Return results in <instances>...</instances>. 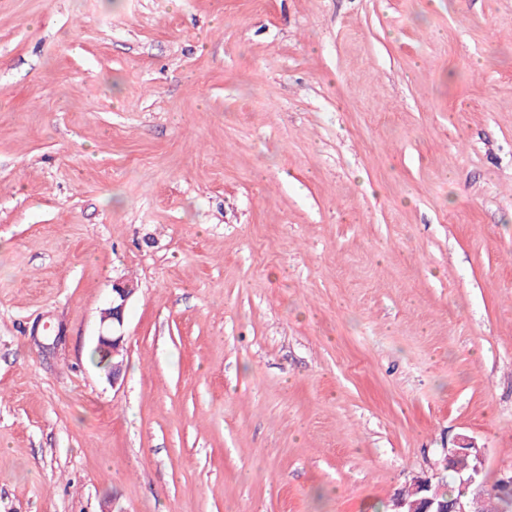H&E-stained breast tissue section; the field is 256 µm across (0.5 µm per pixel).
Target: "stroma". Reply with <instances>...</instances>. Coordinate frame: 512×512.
Instances as JSON below:
<instances>
[{
    "instance_id": "stroma-1",
    "label": "stroma",
    "mask_w": 512,
    "mask_h": 512,
    "mask_svg": "<svg viewBox=\"0 0 512 512\" xmlns=\"http://www.w3.org/2000/svg\"><path fill=\"white\" fill-rule=\"evenodd\" d=\"M462 436L512 471V0H0V512H389ZM134 289L123 280H118L112 284V306L104 310L101 322L104 324L110 321L112 328L106 332H101L97 339V344L104 350L112 353V356L118 355L123 347L125 336L121 332L124 325V311L126 304L133 294Z\"/></svg>"
}]
</instances>
